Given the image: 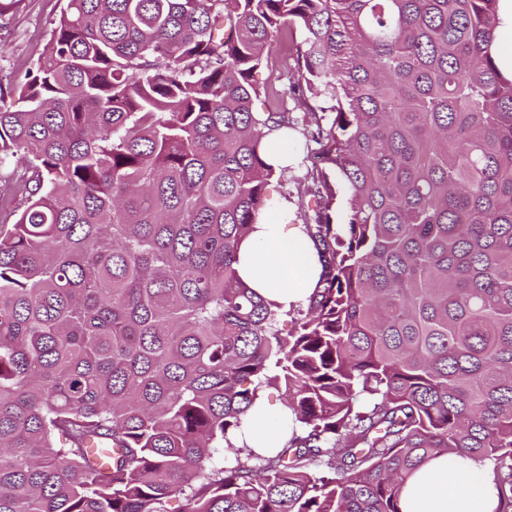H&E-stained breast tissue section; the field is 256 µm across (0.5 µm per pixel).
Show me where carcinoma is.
<instances>
[{
    "mask_svg": "<svg viewBox=\"0 0 512 512\" xmlns=\"http://www.w3.org/2000/svg\"><path fill=\"white\" fill-rule=\"evenodd\" d=\"M496 5L67 0L0 77V512H402L443 454L491 463L512 512ZM291 130L321 161V273L283 313L236 263L285 175L266 137ZM278 385L287 441L235 446Z\"/></svg>",
    "mask_w": 512,
    "mask_h": 512,
    "instance_id": "carcinoma-1",
    "label": "carcinoma"
}]
</instances>
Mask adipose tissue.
I'll use <instances>...</instances> for the list:
<instances>
[{
    "mask_svg": "<svg viewBox=\"0 0 512 512\" xmlns=\"http://www.w3.org/2000/svg\"><path fill=\"white\" fill-rule=\"evenodd\" d=\"M238 274L250 287L283 310L306 305L319 279L321 266L313 242L302 225L285 224L270 214L259 216L238 251ZM282 430L271 423L270 406L261 402L257 415L234 445L255 449L278 448ZM478 487L483 512H494L497 491L488 464L457 456L429 459L410 475L402 490L403 512H473L465 490Z\"/></svg>",
    "mask_w": 512,
    "mask_h": 512,
    "instance_id": "ef3b65f1",
    "label": "adipose tissue"
}]
</instances>
